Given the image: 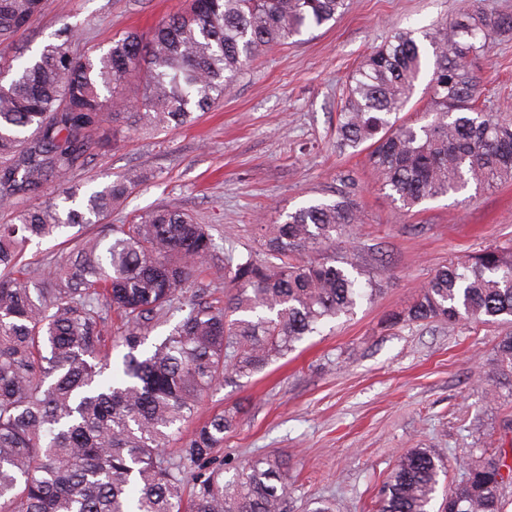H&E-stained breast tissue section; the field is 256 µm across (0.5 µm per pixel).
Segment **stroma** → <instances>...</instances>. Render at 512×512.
<instances>
[{
    "label": "stroma",
    "mask_w": 512,
    "mask_h": 512,
    "mask_svg": "<svg viewBox=\"0 0 512 512\" xmlns=\"http://www.w3.org/2000/svg\"><path fill=\"white\" fill-rule=\"evenodd\" d=\"M460 0H349L336 23L304 32L251 63L223 101L188 125L126 130L98 151L74 182L92 190L130 171L142 183L113 209L111 223L161 206L211 225L214 269L195 288L231 290L225 257L259 252V224L314 200L351 192L361 223L337 254L354 255L381 293L322 334L250 377L213 387L198 404L204 421L240 407L224 440L225 474L255 458L288 460V501L295 512L316 499L334 512H375L376 496L400 456L434 448L445 456L443 483L464 479L456 460L512 448V397L490 374L496 344L511 327L463 320L388 326L389 312L410 304L434 271L494 246L512 245V183L430 200L400 210L380 190L365 153L340 151L338 114L346 81L363 56L397 28H437ZM187 0H43L18 34L24 54L40 49L63 24L75 25L79 50L145 31L183 10ZM481 108L512 114V34L496 37L474 63ZM195 288L185 289L188 304Z\"/></svg>",
    "instance_id": "stroma-1"
}]
</instances>
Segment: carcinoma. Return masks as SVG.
Masks as SVG:
<instances>
[{
  "mask_svg": "<svg viewBox=\"0 0 512 512\" xmlns=\"http://www.w3.org/2000/svg\"><path fill=\"white\" fill-rule=\"evenodd\" d=\"M346 9L347 0H189L150 31H127L106 47L79 52L65 24L16 68L0 54L13 73L0 81V206L14 213V223L0 224V512H290L280 457H259L229 480L214 465L237 408L183 431L225 375L261 371L380 293L376 281L359 287L352 260L297 259L359 223L357 203L341 194L256 225L264 256L226 258L235 292L196 295L149 345V330L210 269V225L163 206L110 226L104 220L140 176L89 192L73 175L123 124L190 123L262 53ZM40 10L41 0H0V44ZM506 31L512 14L462 0L448 24L397 30L348 77L338 146L366 152L381 189L404 208L512 181V115L479 109L473 69ZM425 69L423 122L402 119ZM131 76L142 83L134 111H112ZM51 184L56 198L23 203ZM76 226L100 230L70 239L46 273L24 263L27 244ZM462 319L512 324V246L441 266L386 322ZM116 347L125 352L115 361ZM493 373L512 391V333L496 346ZM506 461L504 449L461 457L465 479L438 504L446 461L433 448H412L383 483L376 512H503ZM187 477L195 485L188 500Z\"/></svg>",
  "mask_w": 512,
  "mask_h": 512,
  "instance_id": "1",
  "label": "carcinoma"
}]
</instances>
